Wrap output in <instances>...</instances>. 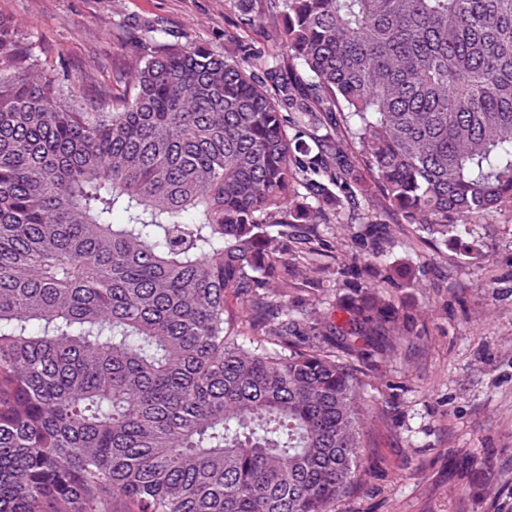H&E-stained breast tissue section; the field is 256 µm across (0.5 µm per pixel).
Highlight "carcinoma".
<instances>
[{
    "label": "carcinoma",
    "instance_id": "obj_1",
    "mask_svg": "<svg viewBox=\"0 0 512 512\" xmlns=\"http://www.w3.org/2000/svg\"><path fill=\"white\" fill-rule=\"evenodd\" d=\"M227 2L280 19L279 51L150 36L117 93L0 32V512H335L363 479L353 362L402 335L414 273L374 215L359 267L292 229L356 202L446 243L512 204V0ZM307 271L349 289L312 338Z\"/></svg>",
    "mask_w": 512,
    "mask_h": 512
}]
</instances>
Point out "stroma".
<instances>
[{
	"instance_id": "1",
	"label": "stroma",
	"mask_w": 512,
	"mask_h": 512,
	"mask_svg": "<svg viewBox=\"0 0 512 512\" xmlns=\"http://www.w3.org/2000/svg\"><path fill=\"white\" fill-rule=\"evenodd\" d=\"M239 20L226 0H0V23L48 71L110 87L147 31L219 54L229 34L270 46L269 28ZM379 218L390 228L383 263L415 273L394 291L414 324L359 366L365 481L337 512H512V206L444 243L394 211ZM318 231L332 267L364 261L349 225ZM347 294L302 279L288 307L312 336Z\"/></svg>"
}]
</instances>
